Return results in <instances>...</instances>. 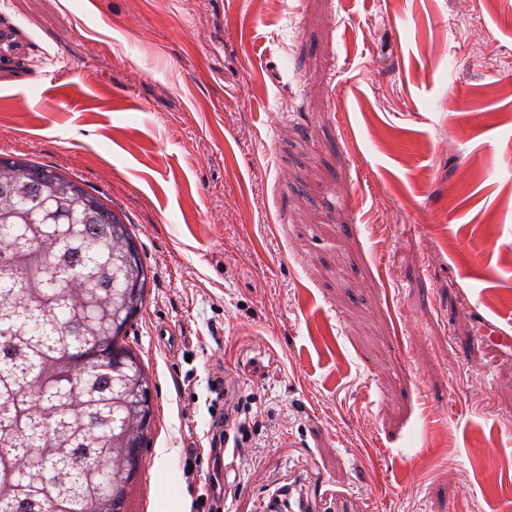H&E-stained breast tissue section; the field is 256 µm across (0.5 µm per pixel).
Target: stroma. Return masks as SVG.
I'll use <instances>...</instances> for the list:
<instances>
[{
  "label": "stroma",
  "instance_id": "1",
  "mask_svg": "<svg viewBox=\"0 0 512 512\" xmlns=\"http://www.w3.org/2000/svg\"><path fill=\"white\" fill-rule=\"evenodd\" d=\"M511 82L498 0H0V152L122 206L151 270L148 512L207 493L220 378L224 512L512 505V346L475 341L512 322ZM268 512H309V500L306 492L298 484H289L288 488L278 489L269 499Z\"/></svg>",
  "mask_w": 512,
  "mask_h": 512
}]
</instances>
